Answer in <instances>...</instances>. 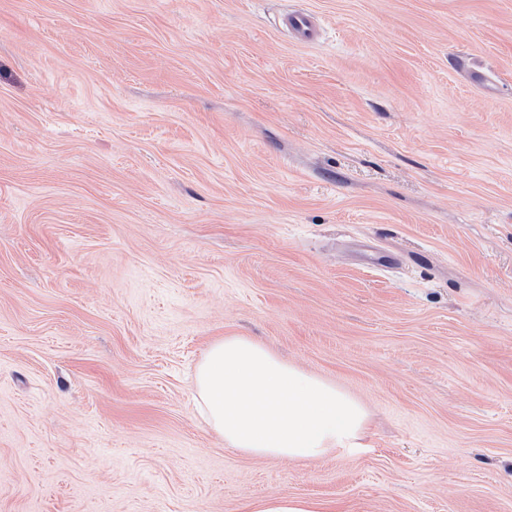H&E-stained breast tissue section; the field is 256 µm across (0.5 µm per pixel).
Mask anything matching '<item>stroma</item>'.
<instances>
[{"label":"stroma","mask_w":512,"mask_h":512,"mask_svg":"<svg viewBox=\"0 0 512 512\" xmlns=\"http://www.w3.org/2000/svg\"><path fill=\"white\" fill-rule=\"evenodd\" d=\"M233 335L361 450L225 447ZM282 495L512 512V0H0V512ZM288 31L298 40L314 42L320 37L321 27L318 16L303 11L286 15L283 19Z\"/></svg>","instance_id":"35a3bbf8"}]
</instances>
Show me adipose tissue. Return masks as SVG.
I'll use <instances>...</instances> for the list:
<instances>
[{
	"label": "adipose tissue",
	"instance_id": "obj_1",
	"mask_svg": "<svg viewBox=\"0 0 512 512\" xmlns=\"http://www.w3.org/2000/svg\"><path fill=\"white\" fill-rule=\"evenodd\" d=\"M195 392L206 424L247 456H350L367 419L355 397L245 336L209 344L195 370Z\"/></svg>",
	"mask_w": 512,
	"mask_h": 512
}]
</instances>
